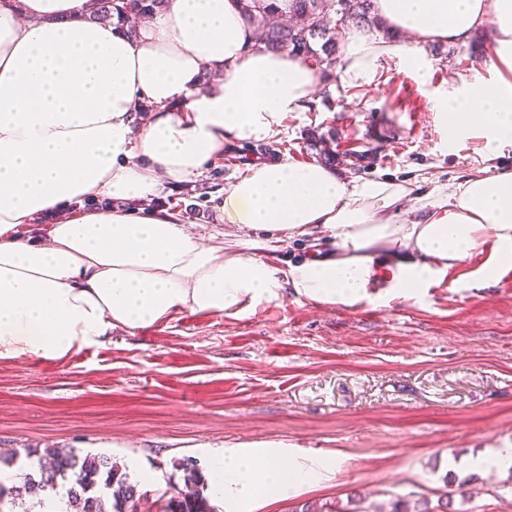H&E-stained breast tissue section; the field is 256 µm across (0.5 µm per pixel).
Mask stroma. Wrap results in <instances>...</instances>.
<instances>
[{"label":"stroma","mask_w":512,"mask_h":512,"mask_svg":"<svg viewBox=\"0 0 512 512\" xmlns=\"http://www.w3.org/2000/svg\"><path fill=\"white\" fill-rule=\"evenodd\" d=\"M418 52L424 70L386 58L358 89L340 70L318 75V101L289 114L281 133L225 143L202 175L163 181L146 207L218 234L225 189L285 156L326 160L345 178L387 179L420 195L476 171L481 140L448 143L438 100L453 80L496 79L491 34ZM364 119L388 125L389 137L324 157L325 144L349 140L351 121ZM491 251L481 246L412 299H383L390 280L379 277L350 307L287 291L237 314L178 311L147 329L116 330L62 360H0V450L105 455L140 468V489L154 498L182 486L179 461L205 472L225 446L271 444L337 467L330 480L269 499L259 512L346 508L358 498L385 507L409 495L447 500L444 512H512V473L451 466L512 448V271L471 285Z\"/></svg>","instance_id":"35a3bbf8"}]
</instances>
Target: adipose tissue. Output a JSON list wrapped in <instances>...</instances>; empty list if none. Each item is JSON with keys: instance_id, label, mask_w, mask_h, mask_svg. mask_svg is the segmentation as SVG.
<instances>
[{"instance_id": "adipose-tissue-1", "label": "adipose tissue", "mask_w": 512, "mask_h": 512, "mask_svg": "<svg viewBox=\"0 0 512 512\" xmlns=\"http://www.w3.org/2000/svg\"><path fill=\"white\" fill-rule=\"evenodd\" d=\"M392 36H348L341 77L372 79L378 61H416L424 42L462 43L488 26L492 68L512 72V0H375ZM233 0H169L128 33L90 18L87 0H0V360L61 359L171 313L221 315L284 289L330 305L368 296L381 254L397 274L385 295L416 297L484 242L479 274L512 268V170L491 161L512 145V82L480 75L439 102L450 141H483L489 166L407 203L398 183L344 179L335 168L280 159L245 172L221 205L229 238L206 239L173 214L79 209L89 197L145 199L160 177L199 176L228 141H258L312 102L314 67L252 48ZM154 105L136 126L139 102ZM68 218L45 227L49 212ZM328 236L334 250L278 267L240 230ZM280 448L215 454L210 493L225 512L299 494L332 463H281Z\"/></svg>"}]
</instances>
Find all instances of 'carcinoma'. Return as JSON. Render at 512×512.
Here are the masks:
<instances>
[{
    "label": "carcinoma",
    "mask_w": 512,
    "mask_h": 512,
    "mask_svg": "<svg viewBox=\"0 0 512 512\" xmlns=\"http://www.w3.org/2000/svg\"><path fill=\"white\" fill-rule=\"evenodd\" d=\"M168 0H94L93 17H145L164 10ZM236 3L254 30L255 45L259 49L295 53L321 64L323 58L336 56L345 27L356 25L371 28L377 23L374 0H236ZM320 49H314L315 44ZM26 457V466L39 477L43 488L66 490L69 512H102V500L111 501V512H139L141 493L138 485L117 463L102 455H80L70 448L26 449V454L14 451L0 456V466L13 467L20 457ZM190 473L184 489L171 488L162 497V512H213L203 496L205 478L194 464L179 463ZM13 490L7 499L11 509L25 501L29 486H6L0 481V493ZM390 512H432L426 501L398 498Z\"/></svg>",
    "instance_id": "1"
}]
</instances>
